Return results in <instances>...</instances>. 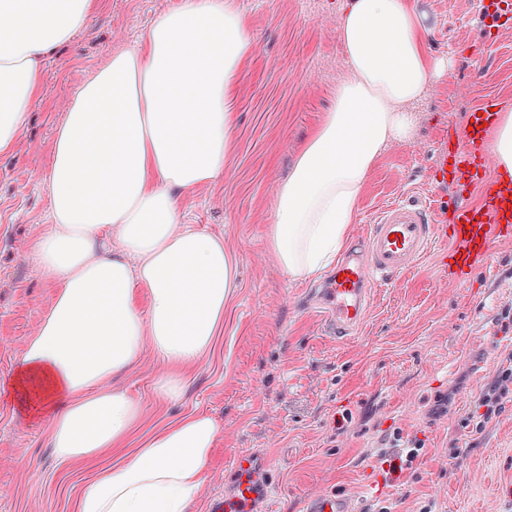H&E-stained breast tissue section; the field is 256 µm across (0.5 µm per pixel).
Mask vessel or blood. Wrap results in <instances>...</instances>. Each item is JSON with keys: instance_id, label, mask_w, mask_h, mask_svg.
Masks as SVG:
<instances>
[{"instance_id": "b4317fda", "label": "vessel or blood", "mask_w": 512, "mask_h": 512, "mask_svg": "<svg viewBox=\"0 0 512 512\" xmlns=\"http://www.w3.org/2000/svg\"><path fill=\"white\" fill-rule=\"evenodd\" d=\"M488 40L512 29V0L482 7ZM497 96L467 112V124L449 126L428 171L434 194L396 199L372 218L360 247L342 262L322 290L326 320L342 335L362 320L372 286L391 283L436 253L440 279L469 285L495 242L512 239V173L500 171L490 135L498 113L511 105ZM478 202H471V194ZM259 460L236 458L230 493L212 497L209 512H262L265 488L255 478ZM305 512H356L349 497L333 491L307 496Z\"/></svg>"}]
</instances>
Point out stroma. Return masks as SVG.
Segmentation results:
<instances>
[{
    "mask_svg": "<svg viewBox=\"0 0 512 512\" xmlns=\"http://www.w3.org/2000/svg\"><path fill=\"white\" fill-rule=\"evenodd\" d=\"M177 0H97L87 23L45 64L39 98L11 153L0 156V379L9 378L52 301L32 245L51 222L44 174L75 89L116 50L134 45ZM430 54L451 69L411 110L409 142L388 146L363 187L350 238L403 194L428 192V168L448 123L490 95L512 99V31L483 43L476 0H409ZM254 51L237 79V123L214 182L182 195L180 221L218 235L238 267V288L213 348L185 375L182 397L157 392L167 365L151 348L113 380L140 400L135 438L191 412L221 428L204 488L190 512H207L241 454L264 461L267 512H303L313 489L334 490L368 512L379 452L394 435L423 439L410 469L388 473L392 512H512V402L480 431L463 427L486 377L512 353L498 318L512 307V240L496 242L475 283L440 281L434 256L375 289L362 325L340 340L317 308L325 280L288 278L268 240L278 182L332 106L346 59L337 35L341 0H238ZM481 76H474L475 61ZM468 79L461 99L454 82ZM452 394L448 415L439 398ZM51 425L0 404V512H70L93 466L59 461ZM460 449L459 458L449 456Z\"/></svg>",
    "mask_w": 512,
    "mask_h": 512,
    "instance_id": "obj_1",
    "label": "stroma"
}]
</instances>
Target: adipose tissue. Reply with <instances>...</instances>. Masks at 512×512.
<instances>
[{
    "mask_svg": "<svg viewBox=\"0 0 512 512\" xmlns=\"http://www.w3.org/2000/svg\"><path fill=\"white\" fill-rule=\"evenodd\" d=\"M94 7L0 0V155L39 98L45 59ZM423 34L406 0H345L346 74L277 187L269 239L291 280L336 260L375 162L409 139L410 105L449 68ZM253 50L232 0H179L75 90L57 129L46 178L52 222L34 249L56 292L0 381V400L48 420L62 461L95 464L72 512H189L202 491L221 437L213 418L186 414L132 450L142 405L105 383L148 344L170 367L160 395L177 398L184 371L218 334L236 261L222 237L180 223V196L223 173L235 85Z\"/></svg>",
    "mask_w": 512,
    "mask_h": 512,
    "instance_id": "obj_1",
    "label": "adipose tissue"
}]
</instances>
